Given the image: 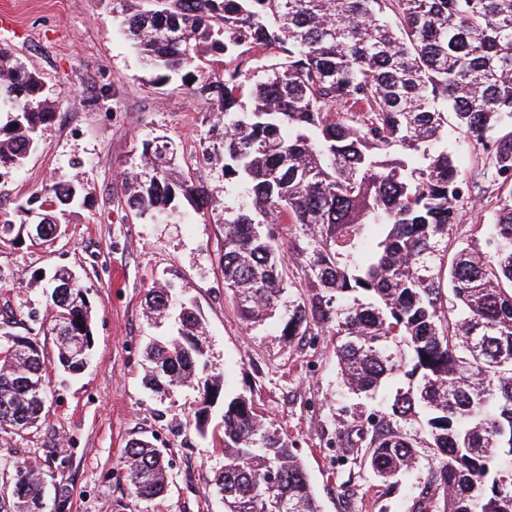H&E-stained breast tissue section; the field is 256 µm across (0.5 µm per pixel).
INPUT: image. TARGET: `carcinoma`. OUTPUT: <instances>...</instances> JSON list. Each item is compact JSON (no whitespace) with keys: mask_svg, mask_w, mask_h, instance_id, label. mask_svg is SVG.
Instances as JSON below:
<instances>
[{"mask_svg":"<svg viewBox=\"0 0 512 512\" xmlns=\"http://www.w3.org/2000/svg\"><path fill=\"white\" fill-rule=\"evenodd\" d=\"M112 13L164 85L193 78L190 93L210 103L224 127L202 158L224 186L249 185L252 207H224L222 271L241 319L273 317L287 288L273 237L263 224L317 230L308 260L313 287L328 295L288 305L282 335L314 325L336 337L344 384L371 396L405 376L388 417L370 431L363 461L385 485L416 464L404 424L416 422L435 450L429 487L414 512H512V194L489 231L461 241L450 229L470 199L448 133L482 146L491 183L512 186V0H112ZM0 177L18 171L55 117L43 78L0 49ZM169 141L142 144L126 174L127 206L168 219L175 200L212 196L173 173ZM81 182H53L0 221L13 243L25 213L48 206L39 245L82 197ZM379 240L364 258L365 226ZM57 362L79 369L93 339V307L81 280L48 292ZM149 313L178 309V336L147 347L148 383L171 389L198 376L201 318L172 289L146 290ZM36 350L0 343V429L20 435L46 415V363ZM224 451L214 479L224 512H321L288 438L264 426L253 399L224 400L212 432ZM130 495H163V452L133 439L124 452ZM15 512H43L32 466L16 467Z\"/></svg>","mask_w":512,"mask_h":512,"instance_id":"cac0c4a2","label":"carcinoma"}]
</instances>
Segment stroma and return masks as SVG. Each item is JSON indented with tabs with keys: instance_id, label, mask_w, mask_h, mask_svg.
I'll list each match as a JSON object with an SVG mask.
<instances>
[{
	"instance_id": "obj_1",
	"label": "stroma",
	"mask_w": 512,
	"mask_h": 512,
	"mask_svg": "<svg viewBox=\"0 0 512 512\" xmlns=\"http://www.w3.org/2000/svg\"><path fill=\"white\" fill-rule=\"evenodd\" d=\"M1 12L15 18L17 30L0 34V48L40 73L60 98L37 148L0 181V214L46 184L75 176L86 203L71 211L65 235L51 246L0 243V310H8L14 333L37 329L48 362L45 421L22 437L0 431V512L14 510L4 488L22 462L44 472L45 512H56L60 493L68 498L66 512H224L213 488L224 456L207 435L222 421L223 402L213 404L202 427L195 417L202 389L162 393L144 385L145 346L176 331L174 321L145 315L144 294L157 283L171 285L201 315L207 371L221 376L225 393L252 398L267 424L294 443L322 512H413L434 463L426 441L418 443L417 468L391 488L342 457L372 419L387 413L398 381L372 398L354 395L342 383L334 337L319 327L293 338L282 335L276 318L246 327L224 288L222 229L196 216L188 200L178 201L185 222L134 216L124 206V170L137 163L145 141L162 137L178 149L179 172L207 185L220 205L249 208L247 185L225 188L202 162L199 143L209 139L218 113L191 96L181 78L151 84L112 17L111 0H0ZM448 144L475 187L450 232L460 240L487 223L508 191L488 187L481 146L454 133ZM269 230L283 258L285 298H310L312 230L299 224ZM59 268L80 275L93 306L91 360L75 375L58 366L55 337L42 328L51 312L38 278ZM133 438L165 450L169 487L161 499L129 494L123 461Z\"/></svg>"
}]
</instances>
